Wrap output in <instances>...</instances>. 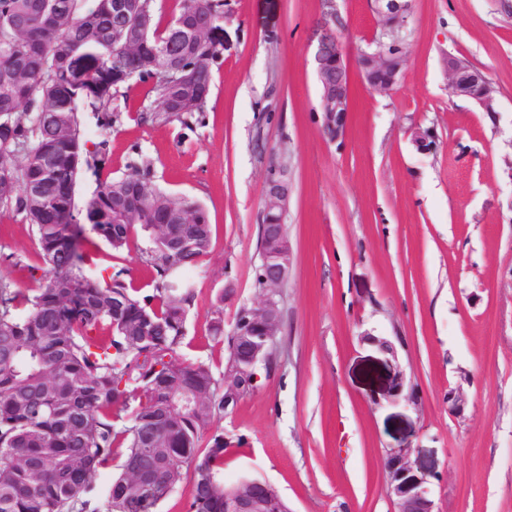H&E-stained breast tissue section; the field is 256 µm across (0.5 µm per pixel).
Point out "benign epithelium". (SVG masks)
<instances>
[{"instance_id":"1","label":"benign epithelium","mask_w":512,"mask_h":512,"mask_svg":"<svg viewBox=\"0 0 512 512\" xmlns=\"http://www.w3.org/2000/svg\"><path fill=\"white\" fill-rule=\"evenodd\" d=\"M375 11L382 28L375 48L365 54L370 72L383 79L370 78L368 88L388 93L398 83L405 60L404 31L410 15V0H375ZM450 94L473 101L487 112L493 111L494 87L479 70L450 57L446 62ZM314 71L320 87L322 129L331 140L344 137L351 112L352 85L348 54L343 43L332 37L321 41L314 54ZM290 198L288 165L272 158L265 179L263 212L276 211L286 217ZM259 262L254 272V287L260 290V303L240 307L229 335L233 337V356L224 366V407L236 406L241 396L257 387L256 370L271 367L273 346L281 330V288L288 281L293 254L285 222L260 224ZM370 345L386 357L392 370L387 398L399 397L406 385V374L398 362L396 348L387 338L363 335ZM411 447L390 448L384 462L386 493L392 512H436L430 476L413 460ZM272 500L281 512L288 505L270 484L255 480L224 499L225 512H265Z\"/></svg>"}]
</instances>
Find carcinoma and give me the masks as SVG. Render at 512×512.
<instances>
[{"label": "carcinoma", "mask_w": 512, "mask_h": 512, "mask_svg": "<svg viewBox=\"0 0 512 512\" xmlns=\"http://www.w3.org/2000/svg\"><path fill=\"white\" fill-rule=\"evenodd\" d=\"M178 2L168 20L161 0H0V209L31 224L38 245L28 281L0 274V512H158L186 479V512H224L237 488L224 484V450L243 437L213 428L224 393L207 365L177 364L195 293L172 283L211 251L207 212L136 164L75 202L80 169L109 167L105 143L86 148L83 113L109 129L121 89L148 82L140 120L204 112L224 0ZM161 49L166 76L153 65ZM173 214L193 219L175 225L176 252L154 236ZM137 226L150 294L123 267L90 273L94 238L120 253ZM152 428L165 447H144ZM115 459L102 493L96 477ZM134 461L148 500L125 494Z\"/></svg>", "instance_id": "carcinoma-1"}]
</instances>
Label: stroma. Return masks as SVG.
<instances>
[{
	"label": "stroma",
	"mask_w": 512,
	"mask_h": 512,
	"mask_svg": "<svg viewBox=\"0 0 512 512\" xmlns=\"http://www.w3.org/2000/svg\"><path fill=\"white\" fill-rule=\"evenodd\" d=\"M224 2L223 62L199 118L137 121L153 101L140 84L112 129L89 113L82 129L113 176L150 162L157 188L207 211L213 249L186 274L196 298L178 354L219 380L227 351L211 322L259 303L266 170L277 156L291 171L276 367L214 421L243 439L225 483L268 482L292 512H392L386 451L410 446L437 476L438 512H512V0H412L397 86L378 94L353 76L338 141L322 130L313 56L329 36L356 55L380 30L372 0ZM451 56L493 82V111L449 94ZM144 246L134 230L120 254L99 245L98 265L152 290ZM36 251L31 226L0 213V258L31 264ZM367 333L396 347L398 402Z\"/></svg>",
	"instance_id": "35a3bbf8"
}]
</instances>
